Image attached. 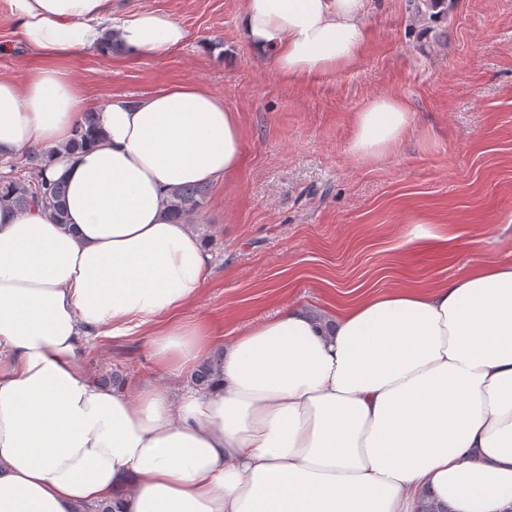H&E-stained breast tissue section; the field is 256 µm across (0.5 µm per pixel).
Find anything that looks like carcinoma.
<instances>
[{
    "label": "carcinoma",
    "instance_id": "carcinoma-1",
    "mask_svg": "<svg viewBox=\"0 0 512 512\" xmlns=\"http://www.w3.org/2000/svg\"><path fill=\"white\" fill-rule=\"evenodd\" d=\"M414 18L420 24V35L426 36L435 25L447 19L448 0H409ZM52 150H35L26 155L28 175L14 174L12 164H4L11 176H0V205L20 208L39 207L60 216L65 205L66 189L61 184H51L40 177L43 166L53 156ZM206 189L201 185L184 186L173 192L169 207L177 219L196 215L203 207Z\"/></svg>",
    "mask_w": 512,
    "mask_h": 512
}]
</instances>
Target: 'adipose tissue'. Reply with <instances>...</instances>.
Instances as JSON below:
<instances>
[{"mask_svg":"<svg viewBox=\"0 0 512 512\" xmlns=\"http://www.w3.org/2000/svg\"><path fill=\"white\" fill-rule=\"evenodd\" d=\"M25 80L0 75V158L55 152L44 180L65 214L0 206V512H512V262L434 288L370 291L316 312L299 304L224 350L211 387L177 395L103 386L82 367L99 336L148 333L156 360L190 370L220 342L179 312L211 255L175 220L176 188L219 183L242 160L223 97L182 82L87 104L56 68L106 49L182 48L169 12L115 0H9ZM368 0H243L244 44L286 77L354 64ZM96 114L94 142L67 144ZM413 121L377 95L355 116L352 157L397 150Z\"/></svg>","mask_w":512,"mask_h":512,"instance_id":"ef3b65f1","label":"adipose tissue"}]
</instances>
